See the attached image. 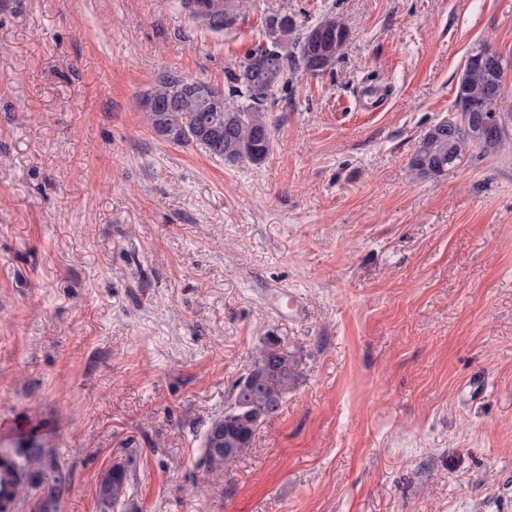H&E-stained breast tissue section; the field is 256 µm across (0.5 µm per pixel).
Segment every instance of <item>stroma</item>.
<instances>
[{
  "mask_svg": "<svg viewBox=\"0 0 512 512\" xmlns=\"http://www.w3.org/2000/svg\"><path fill=\"white\" fill-rule=\"evenodd\" d=\"M285 14L349 39L320 76L280 44L262 165L151 129L160 76L228 88ZM482 40L512 61V0H246L219 34L177 0H0V443L38 430L64 487L20 512H101L119 462V512H512V135L409 168ZM268 338L299 384L207 471ZM134 484L127 466L117 464L104 475L98 486V499L103 512H110L116 505L123 504Z\"/></svg>",
  "mask_w": 512,
  "mask_h": 512,
  "instance_id": "35a3bbf8",
  "label": "stroma"
}]
</instances>
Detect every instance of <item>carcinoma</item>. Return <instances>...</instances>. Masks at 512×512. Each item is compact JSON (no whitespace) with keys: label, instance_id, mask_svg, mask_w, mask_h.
Listing matches in <instances>:
<instances>
[{"label":"carcinoma","instance_id":"1","mask_svg":"<svg viewBox=\"0 0 512 512\" xmlns=\"http://www.w3.org/2000/svg\"><path fill=\"white\" fill-rule=\"evenodd\" d=\"M234 0H181V7L188 17L204 28L220 33L237 21ZM272 46L254 50L249 59H272L277 63V86L288 82V66L278 45L288 39L295 41L300 61L311 75H322L332 69L349 39V29L336 15H326L316 23L324 33L323 42L330 53L322 64L314 66L318 46L310 40L309 31H297L296 21L288 16H270L265 20ZM500 52L491 44L480 41L469 51L458 78L454 108L457 112L483 115L490 125H463L458 118L450 117L431 126L420 139L417 149L409 160L411 171L417 177L432 178L451 168L460 166L474 148L487 152L508 135L512 124V109L499 105V92L503 85L499 69L489 68L484 59ZM181 86L189 91L212 88L201 80L181 74L162 75L142 101L152 100L153 109L145 110L152 130L167 138L177 133L175 142L196 144L209 155L232 166L241 163L260 165L270 155L273 145L271 124L267 117V103L274 98L275 90L266 91L262 86L239 84L238 74L230 79L227 95L217 110L193 112L189 104L179 103L173 97V89ZM302 356L286 349L279 341H268L257 350L244 375L235 383L230 399L224 407V415L212 420L222 424L219 443L204 436L201 462L209 471H221L233 463L248 448L258 428L268 419L276 417L282 402L293 391L300 378ZM15 453L0 455V465L14 470L21 484L19 499L28 491L43 490V495L53 502L59 498L61 481L52 484H34L30 468L34 464L47 463L50 471H59L54 458L44 459L43 448L47 443L38 435H25L13 440ZM133 488L130 471L125 464H117L104 475L98 486V499L103 512L122 504Z\"/></svg>","mask_w":512,"mask_h":512}]
</instances>
